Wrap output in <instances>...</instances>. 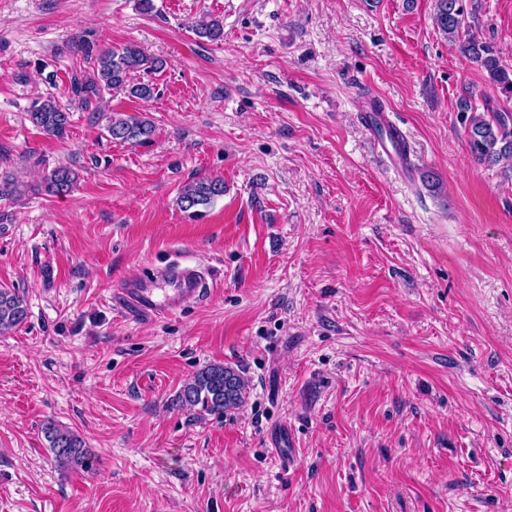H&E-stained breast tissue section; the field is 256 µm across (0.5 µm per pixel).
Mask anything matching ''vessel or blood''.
Listing matches in <instances>:
<instances>
[{
  "instance_id": "b4317fda",
  "label": "vessel or blood",
  "mask_w": 512,
  "mask_h": 512,
  "mask_svg": "<svg viewBox=\"0 0 512 512\" xmlns=\"http://www.w3.org/2000/svg\"><path fill=\"white\" fill-rule=\"evenodd\" d=\"M363 120L377 137V143L387 160L402 167L410 160L409 146L401 129L388 120L386 114L376 113L372 107H365ZM205 292L204 285L195 270L174 268L161 283H148L139 288L129 282H121L112 292L114 304L143 318H160L177 308L179 300L186 295L200 296Z\"/></svg>"
}]
</instances>
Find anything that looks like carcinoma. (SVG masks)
<instances>
[{"label":"carcinoma","mask_w":512,"mask_h":512,"mask_svg":"<svg viewBox=\"0 0 512 512\" xmlns=\"http://www.w3.org/2000/svg\"><path fill=\"white\" fill-rule=\"evenodd\" d=\"M435 18L437 26L448 41L459 45L461 53L470 61L479 64L487 73L488 81L505 97L512 101V67L503 63L493 46L474 37L467 23V8L464 0H436ZM195 34L210 42L224 39L223 22L212 18L195 25ZM77 51L94 60L90 73L74 74L65 92L67 103L54 97H38L27 110L30 121L45 134L58 140L65 139L72 124L71 109L78 107L97 119L105 112L106 96L124 92L140 100L154 97V84L136 82L134 76L140 72L160 70L164 63L147 56L135 43L119 48L101 49L94 44L77 39ZM466 114V129L472 155L481 164L497 165L512 159V112L507 107H495L485 103L479 112L465 97L459 105ZM106 131L120 142L144 143L151 139L155 127L149 120L136 116L109 117ZM78 175L67 166L48 171L40 188L51 195L70 193ZM29 187L8 177L0 179V198L13 199L23 195ZM224 179L205 176L186 184L177 198L181 211L192 218H200V208L211 205L224 196ZM27 307L23 299L9 288H0V334L22 324L27 318ZM247 384L239 371L231 366L209 364L201 368L187 382L176 398L180 408H197L209 415H222L245 402ZM48 450L56 466L62 470L84 467L91 454L84 448L83 440L66 426L48 422L42 428Z\"/></svg>","instance_id":"carcinoma-1"}]
</instances>
